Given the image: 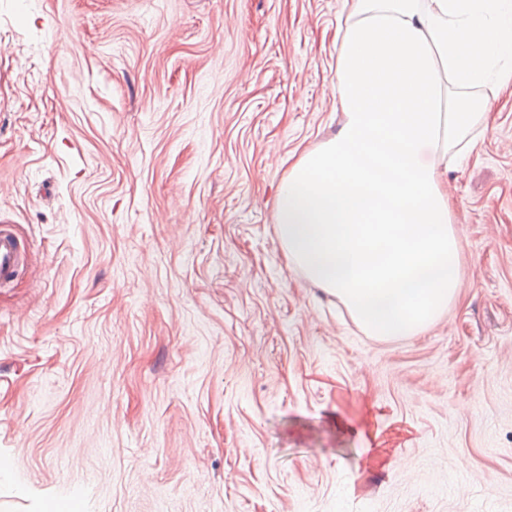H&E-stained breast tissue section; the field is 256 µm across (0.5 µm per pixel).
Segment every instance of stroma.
Returning a JSON list of instances; mask_svg holds the SVG:
<instances>
[{
  "instance_id": "35a3bbf8",
  "label": "stroma",
  "mask_w": 512,
  "mask_h": 512,
  "mask_svg": "<svg viewBox=\"0 0 512 512\" xmlns=\"http://www.w3.org/2000/svg\"><path fill=\"white\" fill-rule=\"evenodd\" d=\"M345 0H0V512H512V85L458 297L380 340L288 264ZM33 259V252L9 228L0 226V286L12 283Z\"/></svg>"
}]
</instances>
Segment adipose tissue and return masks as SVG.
<instances>
[{
    "mask_svg": "<svg viewBox=\"0 0 512 512\" xmlns=\"http://www.w3.org/2000/svg\"><path fill=\"white\" fill-rule=\"evenodd\" d=\"M335 137L283 181L285 256L382 340L424 332L461 286L447 161L512 84V0H347Z\"/></svg>",
    "mask_w": 512,
    "mask_h": 512,
    "instance_id": "obj_1",
    "label": "adipose tissue"
}]
</instances>
